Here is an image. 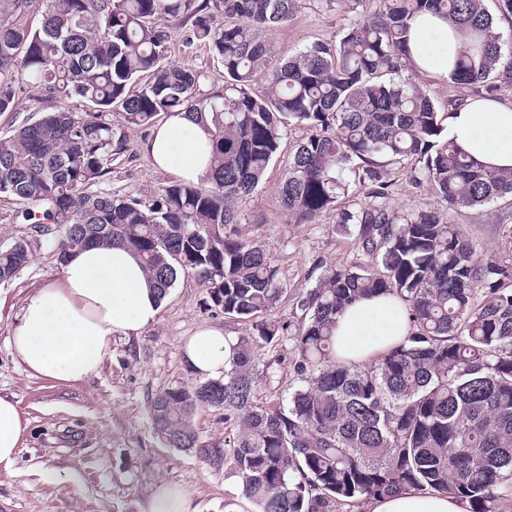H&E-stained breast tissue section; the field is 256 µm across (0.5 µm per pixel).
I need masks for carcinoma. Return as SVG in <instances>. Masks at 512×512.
<instances>
[{"label": "carcinoma", "instance_id": "carcinoma-1", "mask_svg": "<svg viewBox=\"0 0 512 512\" xmlns=\"http://www.w3.org/2000/svg\"><path fill=\"white\" fill-rule=\"evenodd\" d=\"M369 10L336 43L315 42L272 66L262 30L293 19L298 0H43L39 26L0 24V112L16 86L34 83L93 112L60 109L0 137V197L38 203L57 226L59 262L90 245L133 250L165 298L193 275L210 306L255 321L239 336L224 377L161 390L155 432L172 448L224 465L254 512H336L359 499L430 488L495 512L512 492V278L488 266L438 209L399 213L388 204L390 166L418 161L414 180L440 201L472 207L512 196V171L491 170L444 134L409 69V21L429 12L461 36L450 82L493 91L512 84L504 45L484 0H356ZM224 25H214V13ZM211 49L224 86L205 93L200 75L168 62L169 25ZM266 91L252 86L258 75ZM187 111L207 135L208 187L172 181L145 198L96 189L127 150L122 128L150 127ZM117 112L122 127L107 120ZM314 129L290 154L279 194L294 224L329 210L350 228L365 265L325 270L298 305L293 369L302 385L275 408L252 403L249 365L257 340L278 327L258 322L279 301L278 270L263 246L241 237L234 202L261 182L282 136ZM358 170V183L344 178ZM367 201H358V195ZM30 260L29 243L0 248V283ZM489 298L474 304L477 288ZM394 295L412 329L366 366L336 360V316L361 297ZM238 422L230 443L200 441V407Z\"/></svg>", "mask_w": 512, "mask_h": 512}]
</instances>
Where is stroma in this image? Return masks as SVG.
Masks as SVG:
<instances>
[{
  "label": "stroma",
  "mask_w": 512,
  "mask_h": 512,
  "mask_svg": "<svg viewBox=\"0 0 512 512\" xmlns=\"http://www.w3.org/2000/svg\"><path fill=\"white\" fill-rule=\"evenodd\" d=\"M359 14L353 0H337L334 7L319 9L309 0H299L293 20L261 38L277 59L316 41H338ZM170 59L199 73L201 91L223 87V67L208 47L189 41L187 26H172ZM17 100L16 111L0 113V137L42 113L87 108L86 103L65 101L27 85ZM309 134L303 126L286 132L257 189L235 204L241 234L264 243L285 288L276 306L262 315L263 321L278 326L277 335L258 342L253 351V402L263 407L287 402L299 384L292 359L294 334L304 319L300 298L327 268L366 260L354 235L337 224L335 212L324 213L312 224H295L282 205L279 186L290 149ZM125 135L128 149L112 161L99 180L100 188L118 197H141L174 181V173L151 167L144 150L150 129L132 127ZM411 168L408 162L393 166L389 205L405 212L440 207L427 184L412 180ZM30 209V204L0 197V245L23 239L32 253L15 278L0 283V395L14 397L31 423L15 461L0 464V512H140L161 482L187 492L195 512H252L241 495L239 477L166 445L156 435L150 415L151 401L160 390L196 384L182 345L198 329L247 336L251 323L208 307L205 288L186 274L163 299L154 323L140 335L113 337L112 355L98 377L67 383L29 376L13 359L6 339L26 297L61 274L53 248L25 218ZM445 216L448 223L461 225L482 261L512 267L511 197L451 208Z\"/></svg>",
  "instance_id": "1"
}]
</instances>
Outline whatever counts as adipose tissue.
<instances>
[{
	"mask_svg": "<svg viewBox=\"0 0 512 512\" xmlns=\"http://www.w3.org/2000/svg\"><path fill=\"white\" fill-rule=\"evenodd\" d=\"M410 60L419 72L447 77L460 47L459 32L426 13L410 22ZM445 132L475 160L512 170V103L466 99L449 108ZM207 137L185 113L155 126L145 146L151 166L200 183L207 172ZM154 287L139 258L119 245L89 246L68 254L60 277L38 289L22 306L8 338L14 360L33 377L78 382L97 377L112 354L116 336H136L159 312ZM337 360L375 361L404 339L410 322L403 303L391 295L358 300L336 318ZM189 369L219 379L231 354L221 331L199 330L183 346ZM30 432V422L12 397L0 395V463L11 464ZM368 512H466L441 492L405 491L372 500Z\"/></svg>",
	"mask_w": 512,
	"mask_h": 512,
	"instance_id": "ef3b65f1",
	"label": "adipose tissue"
}]
</instances>
